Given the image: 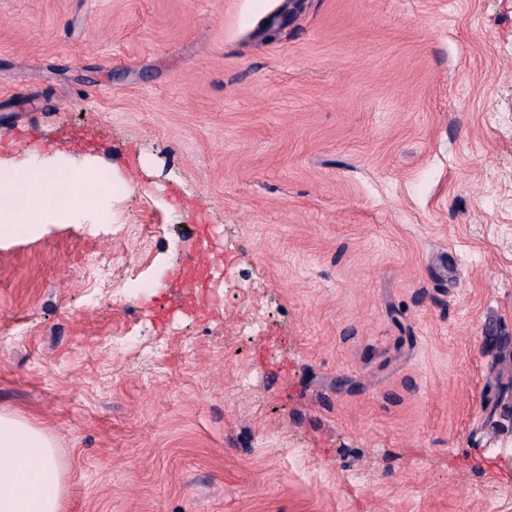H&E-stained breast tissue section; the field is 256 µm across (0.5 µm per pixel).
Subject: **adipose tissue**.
Wrapping results in <instances>:
<instances>
[{
    "label": "adipose tissue",
    "instance_id": "1",
    "mask_svg": "<svg viewBox=\"0 0 512 512\" xmlns=\"http://www.w3.org/2000/svg\"><path fill=\"white\" fill-rule=\"evenodd\" d=\"M10 184L38 207L63 201L91 203L98 186L77 190L68 175L29 164L0 169ZM63 471L52 438L20 418L0 414V512H63Z\"/></svg>",
    "mask_w": 512,
    "mask_h": 512
}]
</instances>
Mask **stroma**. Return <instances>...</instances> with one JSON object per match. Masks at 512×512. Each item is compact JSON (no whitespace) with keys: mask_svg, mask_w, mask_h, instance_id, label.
<instances>
[{"mask_svg":"<svg viewBox=\"0 0 512 512\" xmlns=\"http://www.w3.org/2000/svg\"><path fill=\"white\" fill-rule=\"evenodd\" d=\"M286 4L0 0V164L115 187L0 238V413L64 512H512V0Z\"/></svg>","mask_w":512,"mask_h":512,"instance_id":"1","label":"stroma"}]
</instances>
